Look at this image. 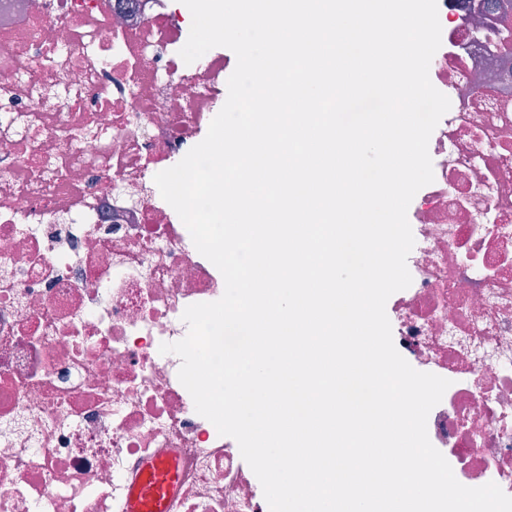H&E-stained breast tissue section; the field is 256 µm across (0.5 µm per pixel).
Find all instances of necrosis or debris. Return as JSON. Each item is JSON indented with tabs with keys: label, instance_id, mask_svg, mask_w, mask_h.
I'll return each instance as SVG.
<instances>
[{
	"label": "necrosis or debris",
	"instance_id": "1",
	"mask_svg": "<svg viewBox=\"0 0 512 512\" xmlns=\"http://www.w3.org/2000/svg\"><path fill=\"white\" fill-rule=\"evenodd\" d=\"M451 107L416 196L398 352L449 379L427 421L468 487L512 495V0H438ZM174 0H0V512H126L177 461L173 512H269L196 413L185 308L224 293L155 175L207 134L232 58L179 55Z\"/></svg>",
	"mask_w": 512,
	"mask_h": 512
}]
</instances>
